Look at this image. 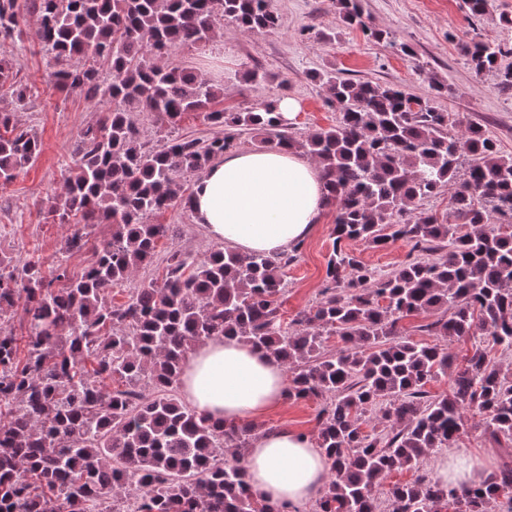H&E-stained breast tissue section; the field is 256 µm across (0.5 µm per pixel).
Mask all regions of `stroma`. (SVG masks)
Segmentation results:
<instances>
[{"mask_svg":"<svg viewBox=\"0 0 512 512\" xmlns=\"http://www.w3.org/2000/svg\"><path fill=\"white\" fill-rule=\"evenodd\" d=\"M362 6L375 27L391 33L392 42H379L347 27L333 0H272L279 17L275 32L248 34L223 21L209 41L171 47L162 63L204 72L223 87L221 104L233 112L248 109L264 97L285 95L297 100L300 110L288 126L297 135L336 122L337 113L326 104L324 91L309 78L311 71L333 68L346 79L395 84L415 97H436L441 109L485 124L500 152L512 155V90H502L493 75L475 73L460 52L462 41L475 36L512 44V29H503L498 20L501 11L512 13V0H493L490 12L478 20L470 18L464 0H362ZM402 43L410 46L412 56L399 52ZM2 53L15 58L19 76L30 88V99L25 108L15 109L8 88L0 87V110H15L17 119L37 134L42 151L13 182L0 185V254L19 263L39 261L47 275L61 264L70 274L80 275L94 261L95 249L108 238L110 229L98 227L89 249L70 256L63 243L73 227L54 223L48 210L63 191L73 166L74 145L82 131L108 110L109 103L89 102L76 91L50 89L49 78L57 65L53 54L42 49L35 27L0 44ZM256 65L267 71L270 82L259 86L245 82V73ZM440 84L447 86L446 94H437ZM134 120L142 142L150 147L174 137L209 138L218 132L199 112L172 120L139 112ZM334 219V208L326 207L321 224L304 240L297 260L283 271V322H291L320 299ZM152 221L170 227L158 243L159 255L180 250L203 257L218 246L192 210L183 206L153 216ZM317 410L314 400H286L261 418L258 426L313 438L319 428ZM463 415L465 426L456 447L473 457L494 459L479 411L467 407Z\"/></svg>","mask_w":512,"mask_h":512,"instance_id":"stroma-1","label":"stroma"}]
</instances>
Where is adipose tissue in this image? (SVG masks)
<instances>
[{"label": "adipose tissue", "instance_id": "1", "mask_svg": "<svg viewBox=\"0 0 512 512\" xmlns=\"http://www.w3.org/2000/svg\"><path fill=\"white\" fill-rule=\"evenodd\" d=\"M326 205L322 173L296 151L241 149L226 153L197 181L191 208L215 240L239 253H279L310 236ZM180 390L196 410L214 419L257 421L284 398L282 367L235 337H219L189 356ZM252 488L274 504L298 506L326 483L330 465L312 439L258 430L245 457ZM445 484L487 478L488 462L452 451L437 460Z\"/></svg>", "mask_w": 512, "mask_h": 512}]
</instances>
